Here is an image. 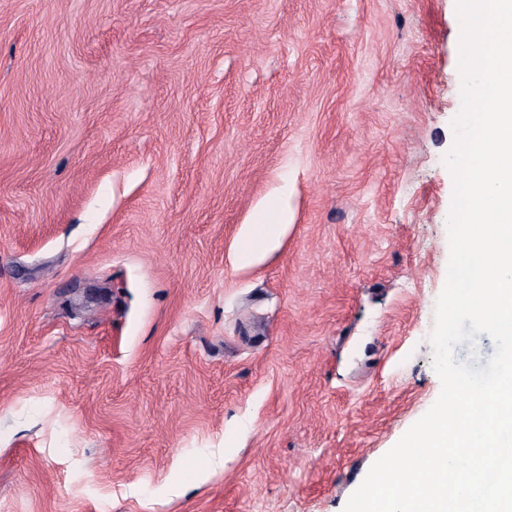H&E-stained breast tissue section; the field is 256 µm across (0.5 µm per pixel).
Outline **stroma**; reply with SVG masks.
Returning <instances> with one entry per match:
<instances>
[{
  "mask_svg": "<svg viewBox=\"0 0 512 512\" xmlns=\"http://www.w3.org/2000/svg\"><path fill=\"white\" fill-rule=\"evenodd\" d=\"M460 35L457 0H0V512H343L441 391ZM288 201L281 198L273 209L261 204L250 224H246L239 240V258L246 263L257 260L275 248L289 224Z\"/></svg>",
  "mask_w": 512,
  "mask_h": 512,
  "instance_id": "35a3bbf8",
  "label": "stroma"
}]
</instances>
